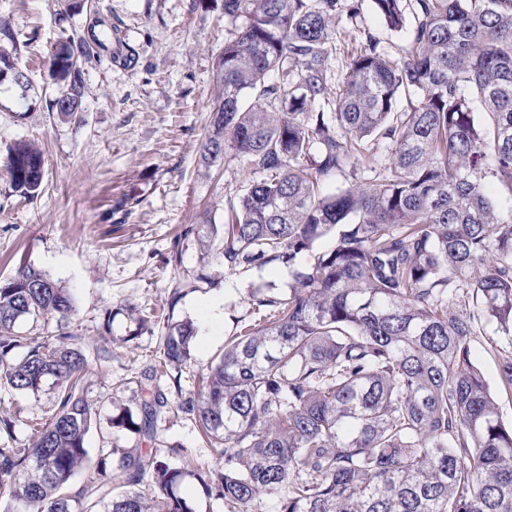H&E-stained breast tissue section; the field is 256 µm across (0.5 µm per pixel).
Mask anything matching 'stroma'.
I'll return each mask as SVG.
<instances>
[{
    "label": "stroma",
    "mask_w": 512,
    "mask_h": 512,
    "mask_svg": "<svg viewBox=\"0 0 512 512\" xmlns=\"http://www.w3.org/2000/svg\"><path fill=\"white\" fill-rule=\"evenodd\" d=\"M223 0H85L62 10L56 0H0L28 48L21 65L28 89L0 84V156L10 144L42 145L46 174L40 194L17 197L0 168V277L20 263L43 270L70 288L75 311L69 330L87 358L84 393L98 411L86 438L91 455L105 448H132L138 438L114 427L113 415L136 408L135 378L158 355L165 331L160 308L179 279L204 274L186 290L171 321H191L193 359L182 370V391L200 390L212 357L249 318V289H287L286 264L225 270L221 257L201 260L196 222L210 207L224 222V202L246 182L240 169L222 178L202 176L199 158L211 120L216 56L224 47ZM121 20L127 46L136 53L128 67L109 56L86 65L83 112L78 120L47 111L55 86L46 84L52 51L61 36L85 33L94 17ZM132 199L129 209L119 200ZM180 250V266L168 259ZM54 387L38 396L0 390V416L15 420L18 446L37 437L33 422L52 413ZM157 448L180 447L169 462L221 466L218 449L202 443L193 420H159Z\"/></svg>",
    "instance_id": "35a3bbf8"
}]
</instances>
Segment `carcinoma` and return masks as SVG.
Listing matches in <instances>:
<instances>
[{"label": "carcinoma", "mask_w": 512, "mask_h": 512, "mask_svg": "<svg viewBox=\"0 0 512 512\" xmlns=\"http://www.w3.org/2000/svg\"><path fill=\"white\" fill-rule=\"evenodd\" d=\"M371 2L389 30L410 28L399 61L362 0H224L200 165L243 163L249 177L223 229L210 208L196 214L201 251L219 246L233 271L286 263L291 278L251 289L252 317L176 406L224 466L140 448L91 460L98 410L67 331L73 296L23 264L0 279V388L36 396L50 380L59 403L27 448L0 417V512H194L188 478L228 512H512V423L496 398L512 396V206L498 203L512 200V0ZM0 35V83L25 89L28 43L2 18ZM114 43L108 25L58 44L50 111H82V64ZM0 166L16 195L39 194L38 144L17 141ZM51 319L55 336L16 331ZM489 328L496 392L473 349ZM194 336L188 320L167 325L138 380L146 396L113 426L156 438L162 382L182 392Z\"/></svg>", "instance_id": "1"}]
</instances>
